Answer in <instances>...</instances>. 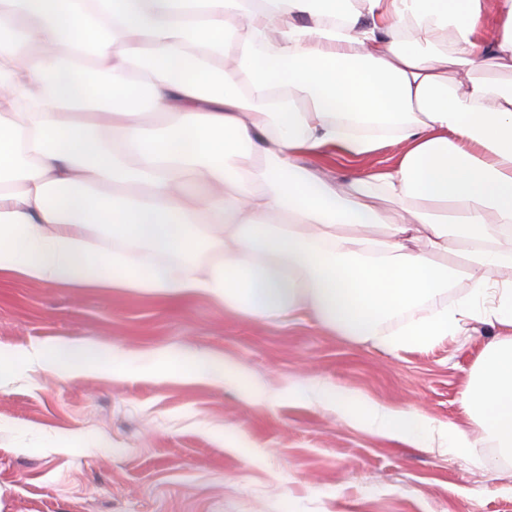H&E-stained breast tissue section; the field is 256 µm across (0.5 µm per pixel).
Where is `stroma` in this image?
Listing matches in <instances>:
<instances>
[{"label":"stroma","mask_w":512,"mask_h":512,"mask_svg":"<svg viewBox=\"0 0 512 512\" xmlns=\"http://www.w3.org/2000/svg\"><path fill=\"white\" fill-rule=\"evenodd\" d=\"M401 150L387 142L307 163L344 185ZM496 333L475 319L393 355L308 316L253 320L204 297L177 305L1 275L0 354L94 340L111 345L114 370L65 381L33 371L0 389V512H512V459L479 440L458 451L450 435L474 429L460 396ZM194 353L243 366L265 401L179 372ZM320 384L443 430L427 448L408 447L340 419Z\"/></svg>","instance_id":"stroma-1"}]
</instances>
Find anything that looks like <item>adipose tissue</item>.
<instances>
[{"label":"adipose tissue","mask_w":512,"mask_h":512,"mask_svg":"<svg viewBox=\"0 0 512 512\" xmlns=\"http://www.w3.org/2000/svg\"><path fill=\"white\" fill-rule=\"evenodd\" d=\"M491 61L512 70V0H0V272L308 315L396 354L466 328L471 300L445 298L467 267L501 332L461 394L475 429L455 446L477 435L511 459L512 248L498 241L512 235V83L482 76ZM387 141L400 159L344 191L301 163ZM375 194L401 220L366 211ZM111 366V346L57 340L0 361V386ZM333 408L416 448L434 429L366 399Z\"/></svg>","instance_id":"adipose-tissue-1"}]
</instances>
